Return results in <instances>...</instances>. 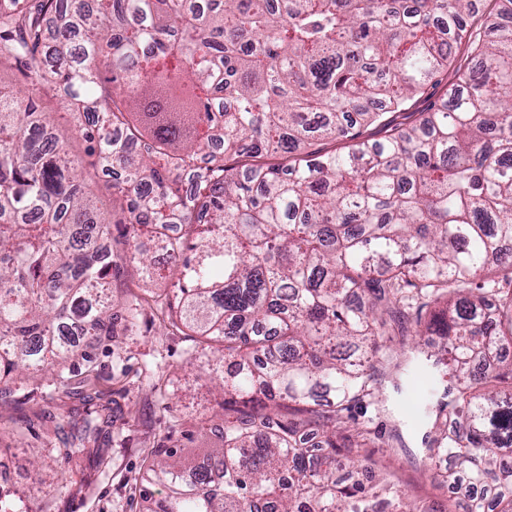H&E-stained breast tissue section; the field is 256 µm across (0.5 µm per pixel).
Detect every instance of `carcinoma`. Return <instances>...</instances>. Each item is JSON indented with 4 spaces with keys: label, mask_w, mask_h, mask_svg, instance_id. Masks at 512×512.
Wrapping results in <instances>:
<instances>
[{
    "label": "carcinoma",
    "mask_w": 512,
    "mask_h": 512,
    "mask_svg": "<svg viewBox=\"0 0 512 512\" xmlns=\"http://www.w3.org/2000/svg\"><path fill=\"white\" fill-rule=\"evenodd\" d=\"M498 2L488 31L476 0H0V66L78 113L120 206L98 212L49 114L0 88V394L135 325L137 299L115 321L118 262L98 245L121 225L171 256L165 328L224 395L206 463L154 450L166 492L145 512H435L359 455L381 433L354 410L409 333L434 349L407 365L446 381L424 445L453 466L433 480L512 512V0ZM455 45L473 65L391 124ZM373 124L387 135L361 138ZM318 137L349 149L305 151ZM106 410L86 400L65 464L108 441Z\"/></svg>",
    "instance_id": "1"
}]
</instances>
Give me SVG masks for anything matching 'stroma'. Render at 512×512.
Returning a JSON list of instances; mask_svg holds the SVG:
<instances>
[{"label": "stroma", "mask_w": 512, "mask_h": 512, "mask_svg": "<svg viewBox=\"0 0 512 512\" xmlns=\"http://www.w3.org/2000/svg\"><path fill=\"white\" fill-rule=\"evenodd\" d=\"M0 85L33 95L50 113L60 142L74 158H84V144L74 133L76 119L62 108L52 88L31 87L6 66L0 68ZM111 245L120 265L112 279L117 299L146 298L159 290V283L141 280L132 259L137 248L147 247V240H125L116 226ZM162 319L157 305L143 306L127 333L93 342L89 360L64 368V382L21 380L0 395L1 492L36 494L35 512H142L145 460L159 445L186 444L188 434L198 432L201 420L216 406L207 388L194 384L195 371L186 363L191 341L165 334ZM442 392L439 380L421 365L387 381L384 409L373 419L377 429L396 441L369 454L394 475L410 500L427 503L435 512H453L457 498L433 481V463L422 444L426 428L418 419L424 400ZM89 394L112 409V441L73 470L58 462L59 439L42 414L82 412Z\"/></svg>", "instance_id": "stroma-1"}]
</instances>
